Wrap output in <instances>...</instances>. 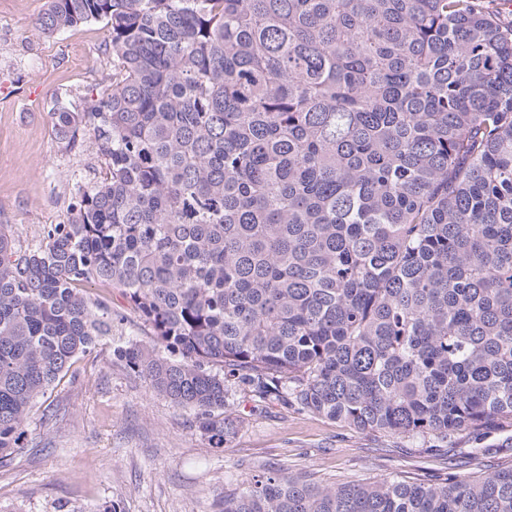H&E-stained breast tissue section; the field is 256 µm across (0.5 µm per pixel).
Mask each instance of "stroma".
Listing matches in <instances>:
<instances>
[{"instance_id": "stroma-1", "label": "stroma", "mask_w": 512, "mask_h": 512, "mask_svg": "<svg viewBox=\"0 0 512 512\" xmlns=\"http://www.w3.org/2000/svg\"><path fill=\"white\" fill-rule=\"evenodd\" d=\"M48 0H0V224L16 248L39 242L49 224L68 223L72 187L95 180L91 140L69 148L53 133V101L81 111L89 91L112 80L105 29L91 21L46 37L33 27ZM112 310V333L32 408L24 448L0 466V512H213L225 488L266 468L316 481L369 482L416 476L434 482L512 465L502 449L512 426L453 447L358 432L322 415L236 391L242 419L227 442L211 441L193 411L154 393L115 355L154 340L150 325L117 288L86 287Z\"/></svg>"}]
</instances>
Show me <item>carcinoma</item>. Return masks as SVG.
<instances>
[{
  "label": "carcinoma",
  "mask_w": 512,
  "mask_h": 512,
  "mask_svg": "<svg viewBox=\"0 0 512 512\" xmlns=\"http://www.w3.org/2000/svg\"><path fill=\"white\" fill-rule=\"evenodd\" d=\"M104 23L112 82L53 131L95 144L68 224L0 225V464L112 332L222 444L247 387L358 431L482 440L512 423V28L484 0H49ZM216 512H512V467L319 484L274 469Z\"/></svg>",
  "instance_id": "1"
}]
</instances>
